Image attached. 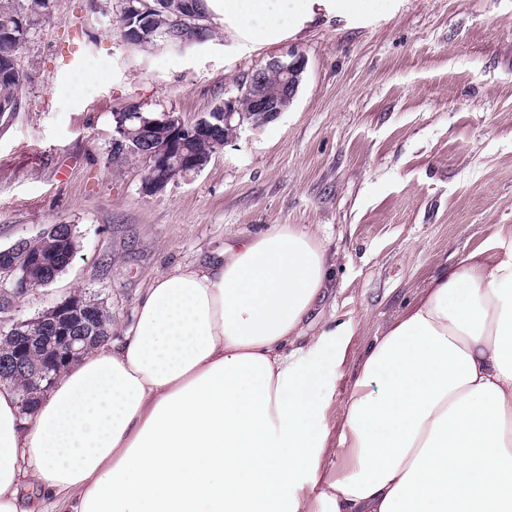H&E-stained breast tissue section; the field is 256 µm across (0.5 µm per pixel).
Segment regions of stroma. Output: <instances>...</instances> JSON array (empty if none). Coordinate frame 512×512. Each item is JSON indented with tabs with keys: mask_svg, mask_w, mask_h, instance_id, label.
Masks as SVG:
<instances>
[{
	"mask_svg": "<svg viewBox=\"0 0 512 512\" xmlns=\"http://www.w3.org/2000/svg\"><path fill=\"white\" fill-rule=\"evenodd\" d=\"M295 50L294 102L157 192L143 161L111 158L130 103L185 122L237 79ZM18 61L22 105L0 120V249L72 225V263L9 294L0 332L71 294L128 323L152 278L200 266L277 224L318 230L333 275L314 332L344 326L341 404L376 336L460 258L512 228V0H375L318 8L250 44L224 24L184 50L125 41L116 0H52Z\"/></svg>",
	"mask_w": 512,
	"mask_h": 512,
	"instance_id": "35a3bbf8",
	"label": "stroma"
}]
</instances>
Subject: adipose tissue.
<instances>
[{"label": "adipose tissue", "instance_id": "ef3b65f1", "mask_svg": "<svg viewBox=\"0 0 512 512\" xmlns=\"http://www.w3.org/2000/svg\"><path fill=\"white\" fill-rule=\"evenodd\" d=\"M313 0H207L277 41ZM376 337L334 405L331 268L308 226L151 281L31 414L0 384V512H512V235ZM346 460L323 471L332 432Z\"/></svg>", "mask_w": 512, "mask_h": 512}]
</instances>
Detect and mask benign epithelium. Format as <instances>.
Here are the masks:
<instances>
[{
    "instance_id": "7a95c632",
    "label": "benign epithelium",
    "mask_w": 512,
    "mask_h": 512,
    "mask_svg": "<svg viewBox=\"0 0 512 512\" xmlns=\"http://www.w3.org/2000/svg\"><path fill=\"white\" fill-rule=\"evenodd\" d=\"M172 16L171 28L163 33L152 31L138 19L153 10L150 0H140V6L125 14L122 28L126 41L143 49L183 50L193 44L207 41L205 25L198 22L199 15L194 0H175L168 5ZM307 61L304 55L289 51L284 56L270 58L264 66L248 73L235 84V91L224 97L206 116L193 123H186L171 112L161 113L159 123L172 129L173 137L155 142L142 151L146 161L145 188L149 191L163 189L173 174L186 175L199 172L203 165L196 156L182 146L184 138L200 132L216 141L217 149L237 138L244 124L257 129L275 120L287 111L297 93ZM279 78L281 90L272 96L266 90L267 78ZM143 107L134 103L112 114L115 120L114 140H121L127 119L142 114ZM23 244L0 250V286L5 285L19 293L41 286L31 272L35 271L36 256L22 250ZM69 305L62 302L49 309L41 322L46 330L41 334L27 333L16 336V353L13 368L25 373L21 408L31 409L36 401L54 387L66 370L76 364L95 341H105L106 323L112 313L98 305H80L75 315L85 326V331L75 334L66 316Z\"/></svg>"
}]
</instances>
